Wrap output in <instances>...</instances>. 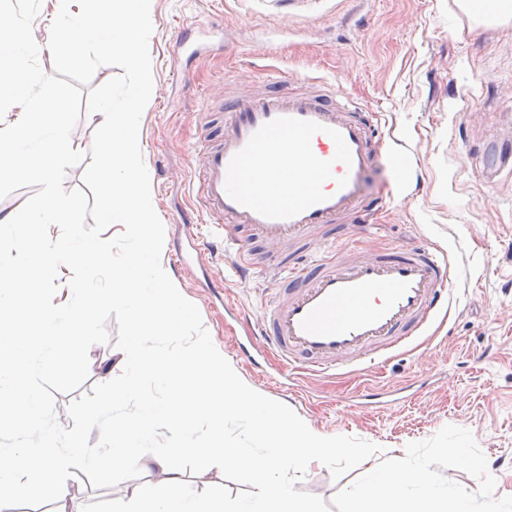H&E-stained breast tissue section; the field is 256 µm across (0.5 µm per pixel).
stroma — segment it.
I'll use <instances>...</instances> for the list:
<instances>
[{
  "mask_svg": "<svg viewBox=\"0 0 512 512\" xmlns=\"http://www.w3.org/2000/svg\"><path fill=\"white\" fill-rule=\"evenodd\" d=\"M149 40L155 83L140 121L141 153L152 203L165 226L162 262L182 294L200 310L214 345L254 390L292 408L315 430L378 445L377 460L403 456L407 444L452 424L469 429L498 474L496 496L512 495V167L495 181L478 178L476 150L512 140V23L472 28L454 0H310L296 12L288 0H151ZM196 39L223 38L224 49L191 57L175 39L183 28ZM291 82L326 78L343 95L378 113L404 159L383 158L367 177L384 201L376 234L352 228L337 249L371 256L386 245L425 241L456 254L452 287L460 308L426 335L360 375H297L290 390L275 383L271 356L252 365L235 344L263 313L274 283L240 278L232 263L183 268L175 262L174 224L191 205L199 173L196 144L210 118L204 97L225 89L252 90L267 74ZM410 172L409 197L395 193ZM233 308L227 317L225 308ZM110 344L89 350V375L80 390L57 394L64 427L68 405L122 366ZM369 390L396 396L388 406H360ZM365 472L332 478L324 467L297 488L331 500ZM142 474L113 488L93 489L86 474L71 479L76 507L112 500Z\"/></svg>",
  "mask_w": 512,
  "mask_h": 512,
  "instance_id": "stroma-1",
  "label": "stroma"
}]
</instances>
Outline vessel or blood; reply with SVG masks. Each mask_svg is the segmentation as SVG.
<instances>
[{
	"label": "vessel or blood",
	"mask_w": 512,
	"mask_h": 512,
	"mask_svg": "<svg viewBox=\"0 0 512 512\" xmlns=\"http://www.w3.org/2000/svg\"><path fill=\"white\" fill-rule=\"evenodd\" d=\"M383 149L376 124L335 85L225 96L185 219L192 250L175 257L190 265L205 249L200 223L219 224L239 275L274 281L251 331L263 353L310 372L365 370L451 308L456 263L426 242L346 261L317 250L378 209L366 177ZM258 243L272 256L261 267L252 258Z\"/></svg>",
	"instance_id": "vessel-or-blood-1"
}]
</instances>
